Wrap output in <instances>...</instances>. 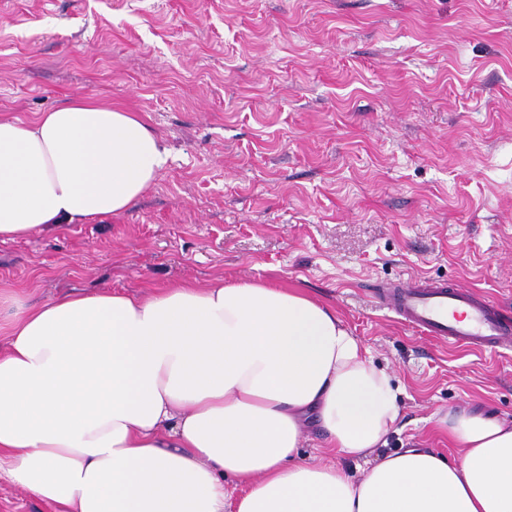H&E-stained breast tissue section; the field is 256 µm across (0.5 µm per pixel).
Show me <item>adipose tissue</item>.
<instances>
[{"label":"adipose tissue","mask_w":512,"mask_h":512,"mask_svg":"<svg viewBox=\"0 0 512 512\" xmlns=\"http://www.w3.org/2000/svg\"><path fill=\"white\" fill-rule=\"evenodd\" d=\"M166 159L95 99L0 117V240L123 212ZM6 331L0 480L53 512H512V419L461 407L452 454L387 451L398 390L301 289L65 293L18 304Z\"/></svg>","instance_id":"ef3b65f1"}]
</instances>
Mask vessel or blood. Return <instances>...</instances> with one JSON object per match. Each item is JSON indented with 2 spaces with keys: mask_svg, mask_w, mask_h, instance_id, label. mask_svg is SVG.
Segmentation results:
<instances>
[{
  "mask_svg": "<svg viewBox=\"0 0 512 512\" xmlns=\"http://www.w3.org/2000/svg\"><path fill=\"white\" fill-rule=\"evenodd\" d=\"M388 303L405 325L452 346L481 350L512 343V325L500 319L492 304L442 281L395 289Z\"/></svg>",
  "mask_w": 512,
  "mask_h": 512,
  "instance_id": "b4317fda",
  "label": "vessel or blood"
}]
</instances>
